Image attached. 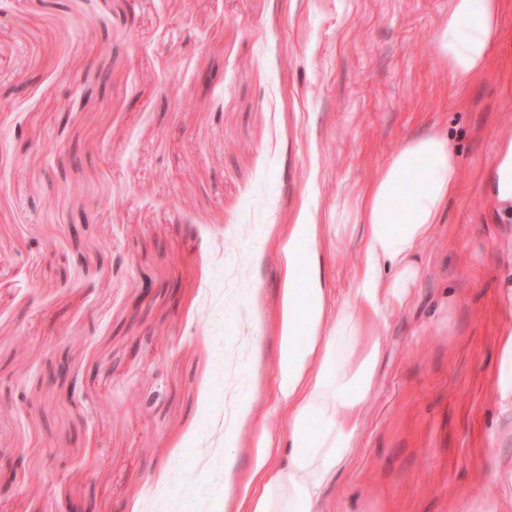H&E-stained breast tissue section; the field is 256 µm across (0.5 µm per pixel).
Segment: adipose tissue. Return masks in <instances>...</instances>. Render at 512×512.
I'll use <instances>...</instances> for the list:
<instances>
[{"mask_svg":"<svg viewBox=\"0 0 512 512\" xmlns=\"http://www.w3.org/2000/svg\"><path fill=\"white\" fill-rule=\"evenodd\" d=\"M501 24V0H450L436 43L457 87L486 71ZM459 170L448 138L436 132L409 139L390 157L359 204L364 246L352 291L337 306L302 269L300 249L314 243V225L291 226L273 414L286 417L298 450L278 462V427L264 429L251 472L258 491L244 512H314L323 488L350 457L381 356L374 327L420 280L416 256L456 193ZM487 189L500 208L512 211V141L500 145ZM329 317L335 321L330 333L324 330Z\"/></svg>","mask_w":512,"mask_h":512,"instance_id":"1","label":"adipose tissue"}]
</instances>
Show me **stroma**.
<instances>
[{
  "label": "stroma",
  "mask_w": 512,
  "mask_h": 512,
  "mask_svg": "<svg viewBox=\"0 0 512 512\" xmlns=\"http://www.w3.org/2000/svg\"><path fill=\"white\" fill-rule=\"evenodd\" d=\"M448 3L0 0V463L22 461L0 512H239L274 406L289 226L316 225L310 271L346 299L359 201L430 130L459 188L379 326L357 445L317 512L486 495L512 512L495 381L512 214L483 190L512 139V0L463 90L437 60ZM84 84L103 93L83 106ZM63 359L74 402L51 378Z\"/></svg>",
  "instance_id": "1"
}]
</instances>
